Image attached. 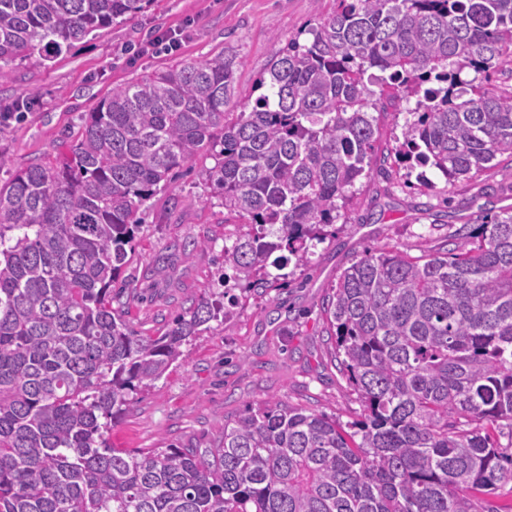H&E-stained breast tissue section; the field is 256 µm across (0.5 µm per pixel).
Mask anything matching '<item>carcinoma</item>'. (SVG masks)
I'll return each instance as SVG.
<instances>
[{
  "label": "carcinoma",
  "mask_w": 512,
  "mask_h": 512,
  "mask_svg": "<svg viewBox=\"0 0 512 512\" xmlns=\"http://www.w3.org/2000/svg\"><path fill=\"white\" fill-rule=\"evenodd\" d=\"M149 2L0 0V81ZM337 2L310 44L274 47L251 111L225 110L221 51L112 90L69 155L0 184V512H479L476 495L512 480L488 431L512 429L509 211L435 254L380 249L341 272L323 310L361 402L354 432L273 402L203 451L102 440L184 343L232 314L229 281L275 288L308 261L377 166L371 112L416 99L396 161L449 184L512 162V96L491 84L512 78V0ZM199 158L247 230L224 247V290L144 338L121 317L139 210Z\"/></svg>",
  "instance_id": "obj_1"
}]
</instances>
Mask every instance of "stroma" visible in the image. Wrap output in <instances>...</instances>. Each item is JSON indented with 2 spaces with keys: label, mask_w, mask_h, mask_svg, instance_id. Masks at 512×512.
<instances>
[{
  "label": "stroma",
  "mask_w": 512,
  "mask_h": 512,
  "mask_svg": "<svg viewBox=\"0 0 512 512\" xmlns=\"http://www.w3.org/2000/svg\"><path fill=\"white\" fill-rule=\"evenodd\" d=\"M335 9L336 0H152L136 18L73 43L53 60L11 65L9 79L0 82V106L17 110L0 118V154L12 165L0 169V184L13 168L66 154L80 117L113 89L184 61L219 52L233 57L227 109L251 110L255 81L269 66L274 43H308V27ZM164 32L179 39L177 50L154 45ZM407 118L378 114L377 155L388 158ZM385 168L357 182L335 234L316 245L306 265H287L284 284L251 291L232 318L210 322L184 345L177 362L113 423L108 443L129 450L207 448L221 439L225 421L278 401L353 421L361 406L339 369L322 310L338 275L374 249L436 253L448 234L475 223L480 207L512 208V165L506 163L486 182L451 185L433 169L423 185L389 158ZM485 183L496 186L493 199L482 197ZM139 216L124 272L133 298L123 317L139 335L157 337L176 315L216 292L224 247L242 227L193 167L183 168ZM159 263L164 271L158 275Z\"/></svg>",
  "instance_id": "obj_1"
}]
</instances>
